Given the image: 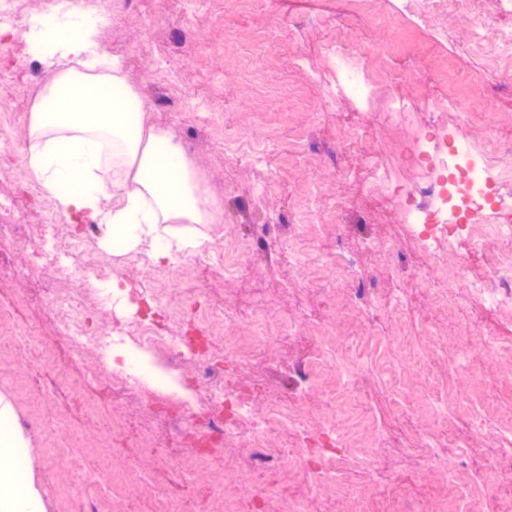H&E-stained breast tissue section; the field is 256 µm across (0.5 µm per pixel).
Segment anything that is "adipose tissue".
<instances>
[{
  "label": "adipose tissue",
  "instance_id": "obj_1",
  "mask_svg": "<svg viewBox=\"0 0 512 512\" xmlns=\"http://www.w3.org/2000/svg\"><path fill=\"white\" fill-rule=\"evenodd\" d=\"M97 30L92 15L61 13L49 50L55 77L30 105L26 160L72 223L108 225L130 250L157 242L154 257L162 261L171 246L160 242L159 225L212 224L217 215L174 135L147 126L121 62L99 52ZM114 196L120 204L104 207ZM14 415L0 395V512H45L41 485L18 479L10 466L29 445L11 427Z\"/></svg>",
  "mask_w": 512,
  "mask_h": 512
}]
</instances>
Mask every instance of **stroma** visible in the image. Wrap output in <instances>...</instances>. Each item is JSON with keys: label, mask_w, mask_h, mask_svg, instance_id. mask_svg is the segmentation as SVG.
<instances>
[{"label": "stroma", "mask_w": 512, "mask_h": 512, "mask_svg": "<svg viewBox=\"0 0 512 512\" xmlns=\"http://www.w3.org/2000/svg\"><path fill=\"white\" fill-rule=\"evenodd\" d=\"M395 0H364L363 20L352 33L368 67L379 49L396 44L429 53L447 80L426 87L407 81L381 86L360 102L330 97L340 81L336 63L321 51L334 36L339 0H269L261 8L228 10L224 0H112L100 26L103 50L119 57L148 109V123L175 134L201 172L209 198L220 208L217 224H171L170 235L187 248L155 262L149 244L126 251L104 247V226L73 229L45 193L26 162L29 106L53 71L32 55L21 34L0 37V202L25 232L4 247L19 275H0V393L15 406L14 424L31 444L25 474L39 480L46 512H157L162 498L182 501L187 512H225L234 492L238 512H457L447 489L448 471L478 481L466 512H502L512 502V482L498 478L491 451L501 444L503 423L512 422V370L485 343L484 331L512 343V310L484 307L471 293L485 257L512 249V242L487 240L482 252L446 257L419 248L401 221L399 198L386 182L410 184L425 172L404 162L426 133L424 101L456 92L480 121L462 125L459 136L477 142L493 137L498 159L512 169V89L496 107L458 80L512 72V56L500 39L512 35V6L498 0L434 14L426 30L386 20ZM275 42H265L269 29ZM412 102L407 116L378 127V165L363 153L340 156L336 141L348 127L373 124L374 115ZM187 117L176 125L175 112ZM279 219L273 237L259 225ZM340 223L339 235H312L313 224ZM63 242L67 263L46 249ZM234 242L241 245L239 271L223 261L200 265L198 255ZM356 260V276L371 287L369 301L355 307L351 278L336 266L337 250ZM69 267L68 287L81 300L90 333L121 329L137 333L144 313L159 318L165 335L190 336L194 324L216 307L232 313L223 328L225 344L251 335L256 313L288 311L289 335L270 336L260 348L229 353L231 383L251 387L250 419L238 423L232 451L201 461L195 435L151 452L145 437L170 426L150 407L172 401L197 420L209 410L211 380L192 359L170 370L168 385L131 376L112 366L101 350L70 353L59 339L44 282ZM121 277L125 291L111 303L99 301L105 280ZM451 280L457 306L444 304L430 280ZM148 289L154 307L134 302ZM477 318L479 329L461 332L459 308ZM33 341L17 349L15 336ZM382 337L390 368L378 374L357 367L354 394L371 441L368 467L345 473L342 485L312 484L303 458L282 461L268 472L256 459L254 424L274 403L301 406V426L311 434L328 428L346 436V411L339 399L341 354L371 333ZM324 364L299 380L296 369L314 359ZM452 400L447 421L434 413ZM457 445H449V437ZM431 451L435 462L422 460ZM145 472L150 486H125L130 469Z\"/></svg>", "instance_id": "1"}]
</instances>
